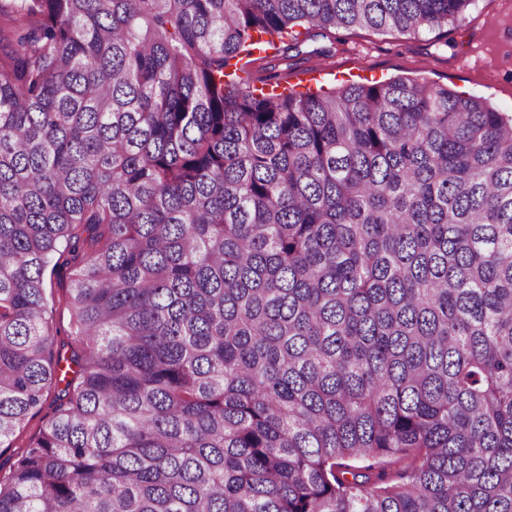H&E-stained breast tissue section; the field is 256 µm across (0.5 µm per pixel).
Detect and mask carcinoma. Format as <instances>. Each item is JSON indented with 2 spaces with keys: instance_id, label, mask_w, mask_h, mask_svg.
Masks as SVG:
<instances>
[{
  "instance_id": "obj_1",
  "label": "carcinoma",
  "mask_w": 512,
  "mask_h": 512,
  "mask_svg": "<svg viewBox=\"0 0 512 512\" xmlns=\"http://www.w3.org/2000/svg\"><path fill=\"white\" fill-rule=\"evenodd\" d=\"M473 2L0 3V512H512V116L238 76ZM72 265L71 257L65 255L53 267L50 266L45 275L47 298L52 308L54 349L60 350L62 356L65 353L69 355L71 352L69 336L71 314L64 303V297L71 285ZM64 387L51 386L44 395V402L40 411L30 415L24 428L12 438L11 448H0V477L7 476L13 463L21 456L29 444L36 439L46 423L53 416L54 408L58 400L59 390Z\"/></svg>"
}]
</instances>
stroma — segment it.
Segmentation results:
<instances>
[{
    "mask_svg": "<svg viewBox=\"0 0 512 512\" xmlns=\"http://www.w3.org/2000/svg\"><path fill=\"white\" fill-rule=\"evenodd\" d=\"M394 77L425 81L480 98L512 114V0H474L458 19L417 34L366 28L323 31L301 27L251 66V82L303 89L311 79L322 85L376 83ZM72 259L48 268L46 292L52 309L55 349L70 343L71 314L64 297L71 285ZM58 387H50L40 411L28 417L10 447L0 448V477L36 439L54 413Z\"/></svg>",
    "mask_w": 512,
    "mask_h": 512,
    "instance_id": "35a3bbf8",
    "label": "stroma"
}]
</instances>
